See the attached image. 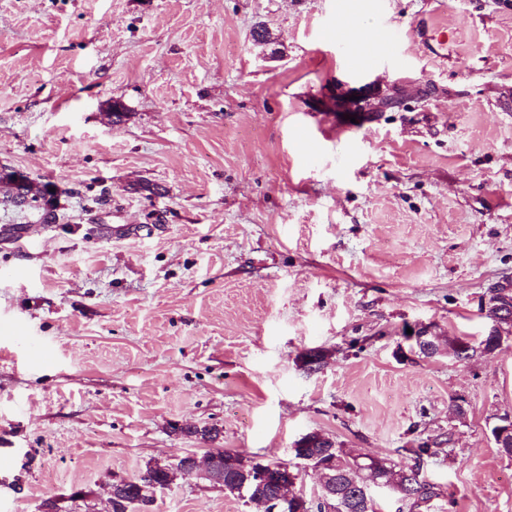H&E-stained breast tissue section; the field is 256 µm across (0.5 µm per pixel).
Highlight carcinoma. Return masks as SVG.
Listing matches in <instances>:
<instances>
[{
  "instance_id": "carcinoma-1",
  "label": "carcinoma",
  "mask_w": 512,
  "mask_h": 512,
  "mask_svg": "<svg viewBox=\"0 0 512 512\" xmlns=\"http://www.w3.org/2000/svg\"><path fill=\"white\" fill-rule=\"evenodd\" d=\"M486 317L493 325L477 345L456 344L453 357L467 361L476 354L493 353L501 347L500 332L512 334V288H496L489 298ZM431 448L423 446L414 450L416 462L398 464L390 459L363 460L343 448H332L328 457L336 458V509L335 512H375L371 489L375 482H388L400 489L402 500L426 503L438 496L435 486L425 480L420 468L421 456L430 454ZM185 475L183 468L145 470L129 478L124 488L112 497V512H152L157 491ZM278 487L272 482H247L245 497L249 501L269 498Z\"/></svg>"
}]
</instances>
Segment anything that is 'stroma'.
<instances>
[{
  "label": "stroma",
  "mask_w": 512,
  "mask_h": 512,
  "mask_svg": "<svg viewBox=\"0 0 512 512\" xmlns=\"http://www.w3.org/2000/svg\"><path fill=\"white\" fill-rule=\"evenodd\" d=\"M336 8L0 0V165L59 190L42 224L0 184V227L37 242L0 235V512L77 488L108 512L149 460L288 461L313 431L402 463L434 444L439 497L375 488L377 512H512V338L467 362L408 338L479 339L512 276V0H376L359 30L384 19L399 59L357 72ZM153 512L258 510L186 476Z\"/></svg>",
  "instance_id": "1"
}]
</instances>
